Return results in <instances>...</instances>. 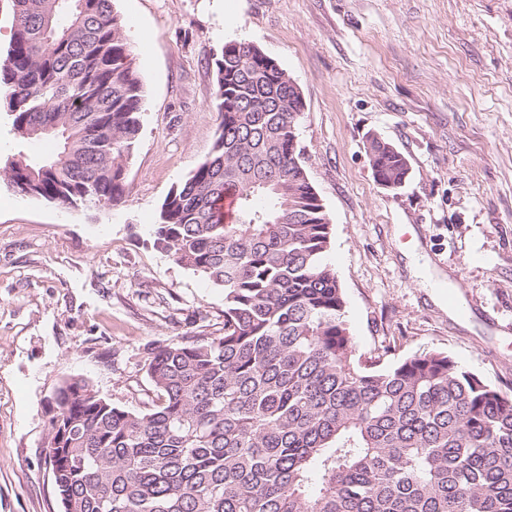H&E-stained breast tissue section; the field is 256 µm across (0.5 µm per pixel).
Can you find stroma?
Returning <instances> with one entry per match:
<instances>
[{
    "instance_id": "obj_1",
    "label": "stroma",
    "mask_w": 512,
    "mask_h": 512,
    "mask_svg": "<svg viewBox=\"0 0 512 512\" xmlns=\"http://www.w3.org/2000/svg\"><path fill=\"white\" fill-rule=\"evenodd\" d=\"M142 79L122 203L62 208L0 176V512H61L46 401L72 377L112 404L153 395L151 348L224 326V291L153 245L158 209L210 154L207 63L260 47L298 85L301 161L356 351H445L512 395V0H115ZM379 137L409 162L378 184ZM43 142L0 111V173Z\"/></svg>"
}]
</instances>
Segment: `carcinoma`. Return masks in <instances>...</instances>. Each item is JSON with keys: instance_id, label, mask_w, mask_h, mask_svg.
<instances>
[{"instance_id": "obj_1", "label": "carcinoma", "mask_w": 512, "mask_h": 512, "mask_svg": "<svg viewBox=\"0 0 512 512\" xmlns=\"http://www.w3.org/2000/svg\"><path fill=\"white\" fill-rule=\"evenodd\" d=\"M12 2L0 107L53 150L11 162L9 186L66 208L118 204L144 90L114 0ZM264 56L222 48L213 149L154 228V245L224 289V333L150 352L140 411L84 379L56 388L45 447L62 512H512V396L445 352L356 356L297 150L303 103ZM371 163L406 183L398 150L374 146Z\"/></svg>"}]
</instances>
